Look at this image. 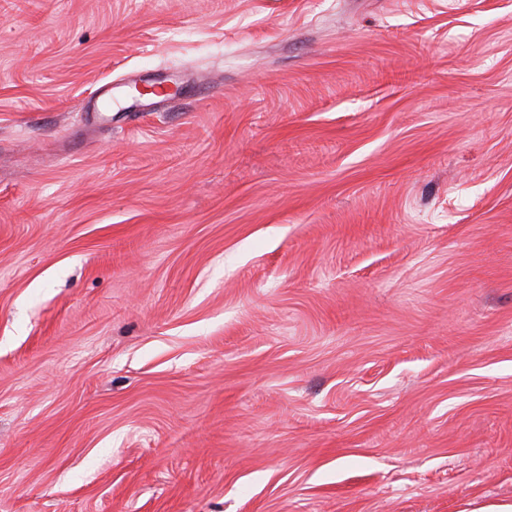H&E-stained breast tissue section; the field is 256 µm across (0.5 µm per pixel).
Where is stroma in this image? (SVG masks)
Here are the masks:
<instances>
[{
	"label": "stroma",
	"instance_id": "obj_1",
	"mask_svg": "<svg viewBox=\"0 0 512 512\" xmlns=\"http://www.w3.org/2000/svg\"><path fill=\"white\" fill-rule=\"evenodd\" d=\"M512 504V0H0V512Z\"/></svg>",
	"mask_w": 512,
	"mask_h": 512
}]
</instances>
